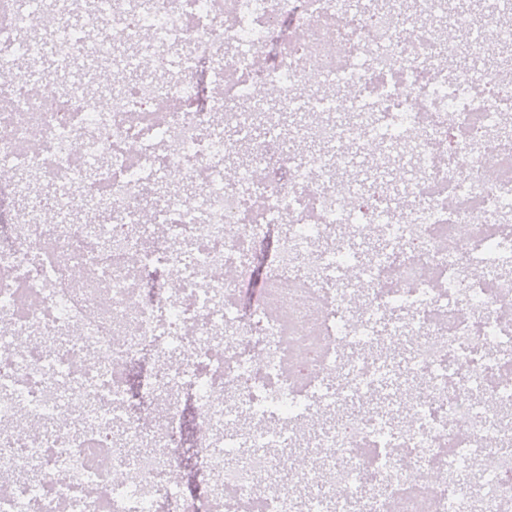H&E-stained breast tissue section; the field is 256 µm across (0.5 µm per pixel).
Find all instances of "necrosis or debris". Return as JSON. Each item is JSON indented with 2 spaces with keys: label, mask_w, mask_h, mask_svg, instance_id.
<instances>
[{
  "label": "necrosis or debris",
  "mask_w": 512,
  "mask_h": 512,
  "mask_svg": "<svg viewBox=\"0 0 512 512\" xmlns=\"http://www.w3.org/2000/svg\"><path fill=\"white\" fill-rule=\"evenodd\" d=\"M45 16L0 0V166L48 185L0 188L22 203L0 237V512H420L424 498L430 512H512V235L490 228L512 220V180L495 176L512 158L497 131L512 122V63L420 67L429 26L345 0H97L84 24L111 17L113 40ZM47 24L48 48L29 37ZM274 42L275 67H258ZM225 48L222 92L198 106L197 75ZM49 51L108 64L111 87L60 91ZM143 64L153 78L128 83ZM268 83L286 108L357 115L326 141L406 143L418 206L394 212L378 179L336 183L350 156L288 155L279 113L261 110ZM336 84L351 96L330 95ZM229 128L250 154L232 176ZM449 138L447 167L433 147ZM60 208L67 218L46 220ZM377 237L384 249L360 258ZM269 244L265 270L285 288L240 299ZM353 273L370 292L359 315L341 286ZM325 282L335 295L321 296ZM409 335V369L426 380L392 397L406 420L376 407L340 417L312 443L313 497L272 483L292 431L390 379L387 360L362 352ZM493 439L506 450L489 452ZM187 455L208 476L191 496L172 488ZM485 459L479 492L461 488L459 471Z\"/></svg>",
  "instance_id": "1"
}]
</instances>
